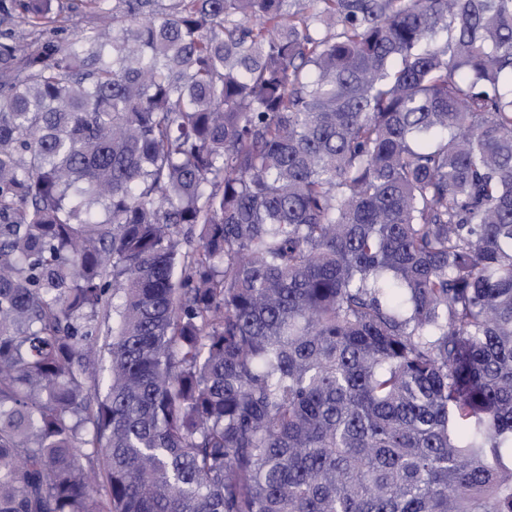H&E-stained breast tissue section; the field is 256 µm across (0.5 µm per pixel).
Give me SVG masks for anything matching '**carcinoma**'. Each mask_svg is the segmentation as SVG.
<instances>
[{
    "label": "carcinoma",
    "mask_w": 512,
    "mask_h": 512,
    "mask_svg": "<svg viewBox=\"0 0 512 512\" xmlns=\"http://www.w3.org/2000/svg\"><path fill=\"white\" fill-rule=\"evenodd\" d=\"M74 5L0 0V512H512V0Z\"/></svg>",
    "instance_id": "cac0c4a2"
}]
</instances>
